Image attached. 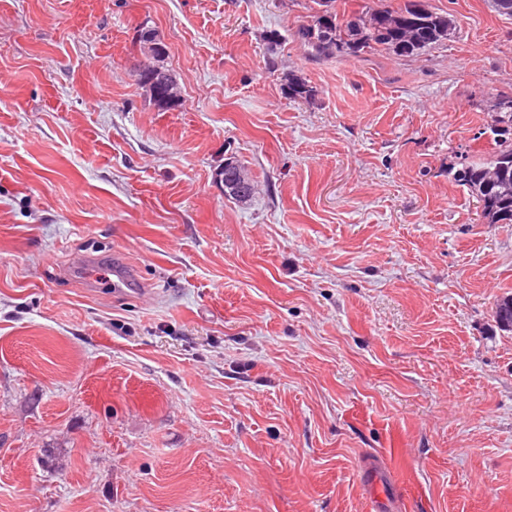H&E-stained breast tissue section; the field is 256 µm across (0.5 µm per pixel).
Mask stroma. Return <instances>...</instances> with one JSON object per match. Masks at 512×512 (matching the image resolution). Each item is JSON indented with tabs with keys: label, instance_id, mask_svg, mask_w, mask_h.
Here are the masks:
<instances>
[{
	"label": "stroma",
	"instance_id": "35a3bbf8",
	"mask_svg": "<svg viewBox=\"0 0 512 512\" xmlns=\"http://www.w3.org/2000/svg\"><path fill=\"white\" fill-rule=\"evenodd\" d=\"M426 2L443 45L314 61L312 0H0V512H512V224L452 179L512 17Z\"/></svg>",
	"mask_w": 512,
	"mask_h": 512
}]
</instances>
